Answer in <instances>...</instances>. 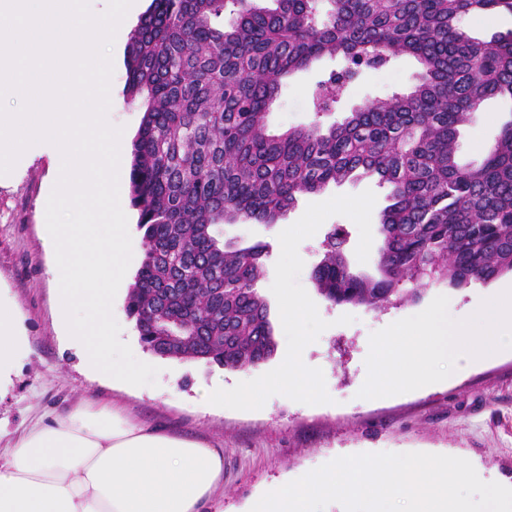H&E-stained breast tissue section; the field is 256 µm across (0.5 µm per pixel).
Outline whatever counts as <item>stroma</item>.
Wrapping results in <instances>:
<instances>
[{
    "mask_svg": "<svg viewBox=\"0 0 512 512\" xmlns=\"http://www.w3.org/2000/svg\"><path fill=\"white\" fill-rule=\"evenodd\" d=\"M149 5L150 0H137L135 15L127 19L112 49L109 115L130 139L141 126L143 110L126 95V47ZM338 67V61L326 57L313 70L290 77L269 109L271 131L279 133L318 120L326 125L342 121L347 112L368 101L407 92L421 73L415 58H393L383 67L362 72L333 112L316 116L315 83ZM510 120L512 101H484L471 122L460 129L461 162L481 163ZM54 185L55 172L45 152L18 161L12 175L0 180V298L18 307L29 341V355L12 387L0 394L1 452L44 413L65 412L84 401L99 400L119 403L138 421L164 423L222 446L224 486L215 500L224 512H242L250 498L274 490L283 481L295 480L337 457L361 453H448L480 464L485 481H512V353L453 373L448 381L428 390L374 400L357 396L367 376L365 359L373 332L422 312L439 295L447 296L450 308L463 316L488 294L512 288L511 275L463 290L450 289L441 281L418 301L381 311L325 300L311 272L323 257L321 242L331 229L347 231V255L355 270L369 272L375 266L377 224L388 203L387 190L377 179L331 184L321 192L299 196L283 218L289 228L285 239L276 226L225 225V239L270 246L256 289L267 302L277 343L271 359L224 372L201 361L160 357L155 385L136 388L87 374L59 324L45 235L46 204ZM285 279L305 299L308 334L283 320L279 286ZM291 349L298 350L300 367L313 372L317 402L262 387ZM218 375L228 391L245 379L260 384L255 407L245 409L228 401L223 409L204 410L198 403L199 391Z\"/></svg>",
    "mask_w": 512,
    "mask_h": 512,
    "instance_id": "35a3bbf8",
    "label": "stroma"
}]
</instances>
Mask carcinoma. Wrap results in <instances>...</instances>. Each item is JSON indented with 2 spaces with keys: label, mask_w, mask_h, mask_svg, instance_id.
<instances>
[{
  "label": "carcinoma",
  "mask_w": 512,
  "mask_h": 512,
  "mask_svg": "<svg viewBox=\"0 0 512 512\" xmlns=\"http://www.w3.org/2000/svg\"><path fill=\"white\" fill-rule=\"evenodd\" d=\"M496 11L512 14V0H152L126 60V93L144 108L129 196L145 252L126 301L143 348L229 370L270 359L254 288L268 245L226 242L223 225H275L297 196L351 177L388 185L391 203L372 273L351 267L344 230L325 235L311 278L327 301L376 311L439 281L512 275V120L481 165L458 160L459 126L488 98L512 100V29L485 40L464 25ZM400 55L422 66L409 92L328 127L268 128L290 73L343 60L316 84L320 116Z\"/></svg>",
  "instance_id": "obj_1"
}]
</instances>
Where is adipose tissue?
Segmentation results:
<instances>
[{"instance_id":"obj_1","label":"adipose tissue","mask_w":512,"mask_h":512,"mask_svg":"<svg viewBox=\"0 0 512 512\" xmlns=\"http://www.w3.org/2000/svg\"><path fill=\"white\" fill-rule=\"evenodd\" d=\"M28 353L19 311L0 300V391ZM223 483V448L88 400L14 438L0 457V512H208Z\"/></svg>"}]
</instances>
